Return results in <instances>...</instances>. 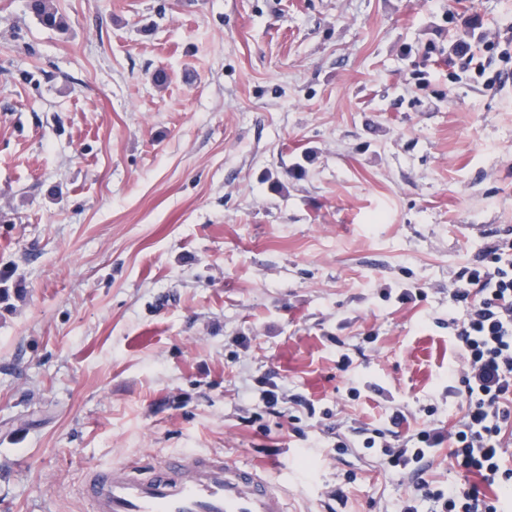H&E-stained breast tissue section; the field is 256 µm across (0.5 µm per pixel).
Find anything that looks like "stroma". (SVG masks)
Instances as JSON below:
<instances>
[{"label": "stroma", "mask_w": 512, "mask_h": 512, "mask_svg": "<svg viewBox=\"0 0 512 512\" xmlns=\"http://www.w3.org/2000/svg\"><path fill=\"white\" fill-rule=\"evenodd\" d=\"M49 4L0 0V512L178 452L399 512L412 482L335 446L461 412L448 282L512 229V79L454 47L512 0ZM27 2L29 11L42 26L49 29L62 28L63 20L51 9L48 0H28Z\"/></svg>", "instance_id": "1"}]
</instances>
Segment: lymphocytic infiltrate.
<instances>
[{
    "instance_id": "f902f5d3",
    "label": "lymphocytic infiltrate",
    "mask_w": 512,
    "mask_h": 512,
    "mask_svg": "<svg viewBox=\"0 0 512 512\" xmlns=\"http://www.w3.org/2000/svg\"><path fill=\"white\" fill-rule=\"evenodd\" d=\"M448 290L465 311L448 319L463 352L462 367L448 371V390L462 400L460 417L451 430L428 422L397 444L374 429L361 444L379 448L385 471L413 481L416 495L401 512H418L421 500L431 503V512H504L503 494L512 492V467L504 458L512 438V232L463 265ZM442 447L475 483L443 488L419 480L418 463Z\"/></svg>"
}]
</instances>
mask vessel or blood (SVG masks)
Wrapping results in <instances>:
<instances>
[{
	"label": "vessel or blood",
	"mask_w": 512,
	"mask_h": 512,
	"mask_svg": "<svg viewBox=\"0 0 512 512\" xmlns=\"http://www.w3.org/2000/svg\"><path fill=\"white\" fill-rule=\"evenodd\" d=\"M83 494L91 512H288L268 477L197 452L172 455L144 473L129 463L93 468Z\"/></svg>",
	"instance_id": "b4317fda"
}]
</instances>
